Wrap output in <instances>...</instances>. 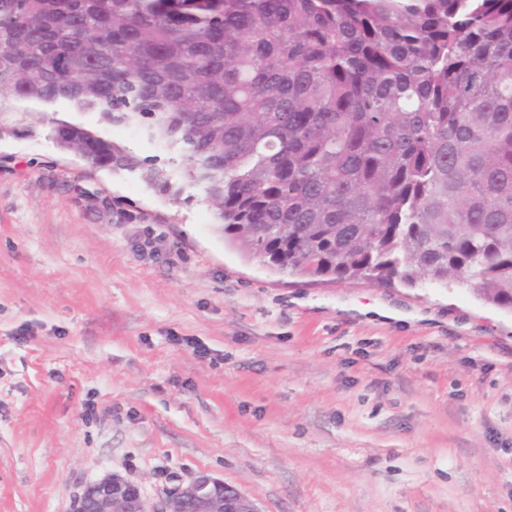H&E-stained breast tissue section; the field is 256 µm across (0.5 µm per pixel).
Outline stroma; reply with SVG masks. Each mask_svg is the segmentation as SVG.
<instances>
[{
  "mask_svg": "<svg viewBox=\"0 0 512 512\" xmlns=\"http://www.w3.org/2000/svg\"><path fill=\"white\" fill-rule=\"evenodd\" d=\"M56 117L0 138V512H70L110 474L152 503L202 471L259 512H512V312L275 274L201 189L91 167ZM104 130L181 184L138 126Z\"/></svg>",
  "mask_w": 512,
  "mask_h": 512,
  "instance_id": "stroma-1",
  "label": "stroma"
}]
</instances>
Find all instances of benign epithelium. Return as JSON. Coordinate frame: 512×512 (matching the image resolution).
Returning a JSON list of instances; mask_svg holds the SVG:
<instances>
[{
	"label": "benign epithelium",
	"mask_w": 512,
	"mask_h": 512,
	"mask_svg": "<svg viewBox=\"0 0 512 512\" xmlns=\"http://www.w3.org/2000/svg\"><path fill=\"white\" fill-rule=\"evenodd\" d=\"M224 488L223 480L199 472L149 505L138 486L112 475L87 485L74 500L72 512H258L243 493L234 488L226 496Z\"/></svg>",
	"instance_id": "7a95c632"
}]
</instances>
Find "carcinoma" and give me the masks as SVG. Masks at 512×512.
Segmentation results:
<instances>
[{
	"label": "carcinoma",
	"mask_w": 512,
	"mask_h": 512,
	"mask_svg": "<svg viewBox=\"0 0 512 512\" xmlns=\"http://www.w3.org/2000/svg\"><path fill=\"white\" fill-rule=\"evenodd\" d=\"M57 103L177 152L277 274L512 311V0H0V136ZM53 123L180 200L157 159Z\"/></svg>",
	"instance_id": "1"
}]
</instances>
